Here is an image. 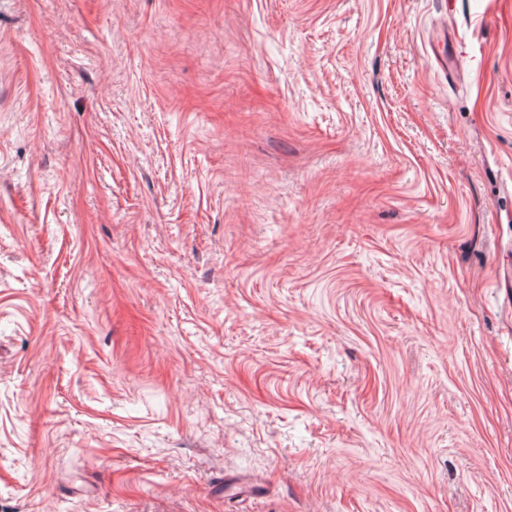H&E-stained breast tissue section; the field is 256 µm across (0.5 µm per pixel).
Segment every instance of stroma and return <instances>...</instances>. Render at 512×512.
<instances>
[{
	"label": "stroma",
	"mask_w": 512,
	"mask_h": 512,
	"mask_svg": "<svg viewBox=\"0 0 512 512\" xmlns=\"http://www.w3.org/2000/svg\"><path fill=\"white\" fill-rule=\"evenodd\" d=\"M0 512H512V0H0Z\"/></svg>",
	"instance_id": "obj_1"
}]
</instances>
